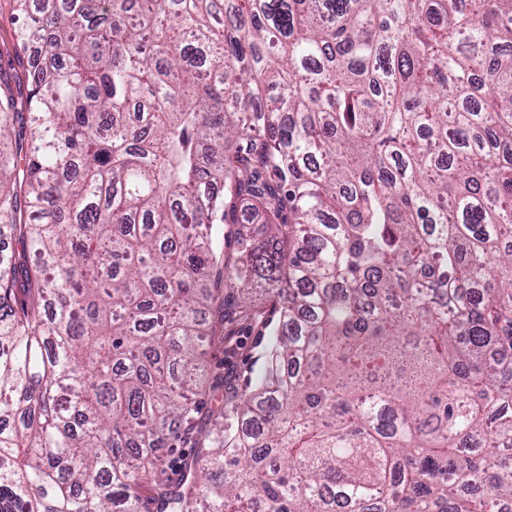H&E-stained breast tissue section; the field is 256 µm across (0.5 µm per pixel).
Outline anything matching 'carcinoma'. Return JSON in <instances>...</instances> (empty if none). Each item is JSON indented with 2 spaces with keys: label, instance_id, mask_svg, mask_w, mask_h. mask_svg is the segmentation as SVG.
<instances>
[{
  "label": "carcinoma",
  "instance_id": "carcinoma-1",
  "mask_svg": "<svg viewBox=\"0 0 512 512\" xmlns=\"http://www.w3.org/2000/svg\"><path fill=\"white\" fill-rule=\"evenodd\" d=\"M15 2L0 512H512V0ZM234 224H224L226 244L222 266H218L213 274L211 288H224V260L231 264L235 257L233 244ZM223 274V280L222 276ZM224 307V343L205 347L208 364L215 371L224 372L225 383L233 386L241 383L244 377L251 376L255 380L263 370V345L256 341L261 326L239 317L238 311L245 305L264 306L265 298L258 293L239 291L236 297L225 295ZM231 337L230 342L225 341Z\"/></svg>",
  "mask_w": 512,
  "mask_h": 512
}]
</instances>
